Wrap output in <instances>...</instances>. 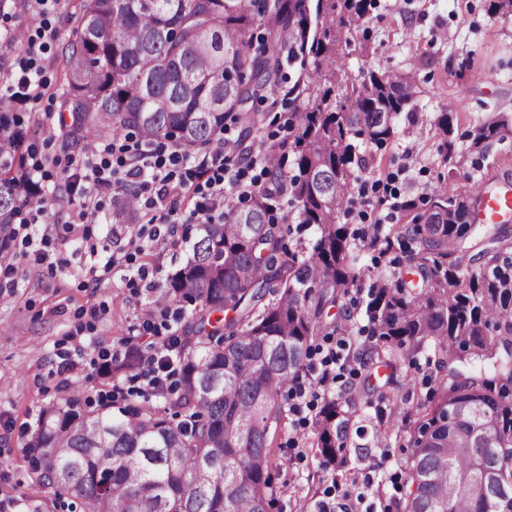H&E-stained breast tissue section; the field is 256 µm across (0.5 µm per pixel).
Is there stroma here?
Listing matches in <instances>:
<instances>
[{
	"label": "stroma",
	"mask_w": 512,
	"mask_h": 512,
	"mask_svg": "<svg viewBox=\"0 0 512 512\" xmlns=\"http://www.w3.org/2000/svg\"><path fill=\"white\" fill-rule=\"evenodd\" d=\"M489 0H374L369 15L352 26L345 58V77L359 78L369 67L413 73L419 96L401 112L397 132L360 178L362 188L346 205L343 223L361 227L394 221L404 224L406 201L424 206L428 197L448 184L463 186L467 177L489 189L512 185V13L490 14ZM8 28L36 32L47 25L59 31L42 59L41 101L24 115V150L38 156L79 152L58 123L64 82L62 57L81 13V0H61L58 12L32 13L25 0H0ZM454 115L453 134L444 137L437 121ZM506 120L504 139L491 143L484 155L469 151L468 131ZM456 144L447 160L444 143ZM118 202L106 204L95 223L70 225V206L51 204L45 222L59 234L47 246L53 256L68 259L64 272L51 273L33 256L17 260V286L0 296V485L13 489L0 502V512H65L52 490L35 485L27 445L37 427L40 408L63 399L73 387L87 394L111 390L90 361L99 352L117 349L122 338L144 331L149 293L103 265L110 252L138 246L137 263L153 268L157 284L186 260L190 247L182 241L167 250L155 248L143 218L116 223ZM103 244L92 257L80 253L82 240ZM297 446L278 451L270 470L276 493L269 512L314 508L334 487L347 491L335 498L338 512H398L405 493L403 463L410 453L409 433L389 428L382 445L369 447L351 463L345 481L333 484L309 444L311 426L287 430Z\"/></svg>",
	"instance_id": "35a3bbf8"
}]
</instances>
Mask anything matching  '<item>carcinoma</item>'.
<instances>
[{
  "label": "carcinoma",
  "instance_id": "1",
  "mask_svg": "<svg viewBox=\"0 0 512 512\" xmlns=\"http://www.w3.org/2000/svg\"><path fill=\"white\" fill-rule=\"evenodd\" d=\"M372 0H83L65 48L61 104L70 131L119 140L130 131L169 138L185 151L220 144L244 158L270 159L249 198L224 196V221L200 224L185 263L156 289L164 303L192 306L185 324L156 357L177 383L162 414L143 396L136 406L92 407L72 390L44 405L27 445L35 484L68 500L70 512H267L269 471L292 415L285 390L310 372L313 343L345 335L362 273L351 262L357 235L380 256L407 253V274L380 278L368 292L369 337L347 366L385 367L425 355L432 390L371 399L369 379L325 396L312 448L333 479L349 471L347 450L358 404L416 416L408 489L400 512H512V226L476 224L481 182L428 198L407 224L359 233L340 222L369 166L359 145L381 148L395 119L418 94L414 76L370 69L344 73L338 48L350 21ZM288 139L256 142L257 110H273L286 67ZM243 125L236 143L224 140ZM482 153L503 139L489 122L468 133ZM24 156L0 164V260L11 256L16 217L25 205L69 199L36 192L22 178ZM121 210L140 199L121 188ZM313 238L286 244L288 219ZM481 247L469 255L471 244ZM337 311L340 320L332 319ZM143 351L105 365L128 374Z\"/></svg>",
  "mask_w": 512,
  "mask_h": 512
}]
</instances>
